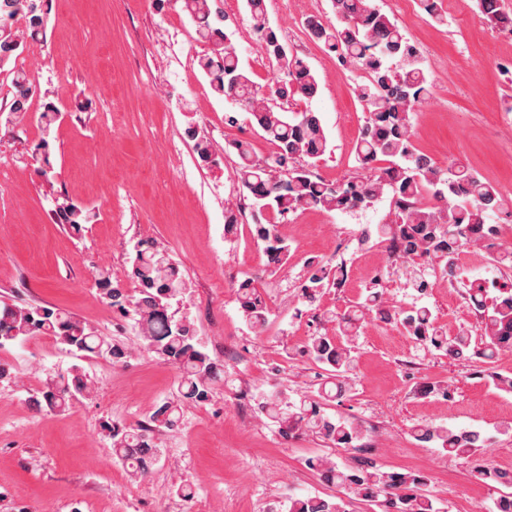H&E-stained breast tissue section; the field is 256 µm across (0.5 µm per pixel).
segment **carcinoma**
Segmentation results:
<instances>
[{
  "label": "carcinoma",
  "instance_id": "carcinoma-1",
  "mask_svg": "<svg viewBox=\"0 0 512 512\" xmlns=\"http://www.w3.org/2000/svg\"><path fill=\"white\" fill-rule=\"evenodd\" d=\"M183 9L197 25L198 39L211 45V51L197 58L198 66L209 79L211 90L249 112L252 123L275 146L264 158L256 156L251 141L232 144L238 158L236 173L247 192L252 235L263 245L268 267L277 270L288 263L290 247L279 226L288 216L317 208L350 212L369 208L383 196L394 201V218L377 228L378 238L397 243L406 257L411 286L425 295L435 283L463 281L458 263L461 253L477 245L494 249L492 261L512 269V247H494L496 225L490 223L500 210L496 186L469 169L457 167L448 178L445 170L417 152L412 122L418 107L431 97L421 51L374 0H331L335 20L311 14L305 20L309 37L327 52H334L346 64L362 73L355 93L367 112L365 123L354 144L360 177L346 182H327L315 175L312 162L328 150V139L320 113L310 109L288 112L281 102L296 95L310 100L319 93L318 81L308 60L289 50L277 55L282 45L277 30L268 20L265 0H246L254 32L265 52L275 63L276 79L256 84L242 69L224 25V10L218 0H181ZM419 7L432 21L443 24L446 15L442 0H418ZM484 20L494 28L512 29V16L501 11L500 0H475ZM48 14V0H0V27L17 18L24 19L30 34L39 33ZM19 36L0 30V68L17 61ZM13 98L10 112L21 116L29 111L31 80L12 68ZM58 118L57 108L48 103L41 113L44 138L36 150L44 154V165L37 172L51 182L49 136ZM186 136L203 162L210 161V142L190 125ZM56 223L65 224L78 234L89 220L87 209L67 197L55 198ZM132 276L138 293L129 294L108 271L95 276L100 299L112 310L130 315L141 349L154 354L179 371L176 388L170 396L156 402L149 416L158 427L173 429L181 420L182 405L209 399L213 386L224 381V366L198 341L191 324L169 313L170 301L182 295L185 282L169 254L152 240H139L133 246ZM347 278L346 267L311 260L300 290V298L314 305L327 288H340ZM467 296L478 312L480 333L467 327L451 336L435 326L426 305L407 308L387 306L382 291L370 288L354 304L342 311H328L324 319L335 325L336 334L319 332L304 346L308 357L334 379L318 397L289 403L278 395L258 404L259 412L278 427L288 440L299 432L319 435L336 448L357 449L364 439L358 424L329 416L324 405L346 392L347 374L356 364L352 341L366 320L372 318L401 327L417 343L444 352L453 360L473 358L491 360L502 351H512V288H497L490 293L484 284L469 281ZM236 301L247 327L262 333L268 326V309L253 281L245 279L236 287ZM49 335L76 356L93 354L118 364L128 350L98 335L72 316L50 307H11L0 311V348L22 343L31 336ZM91 384L84 370L71 366L50 378L28 397L36 411L61 412L88 396ZM427 398L450 396L448 387L425 381L418 388ZM112 451L132 475L144 480L163 455L151 436L152 427L112 422L109 427ZM421 443L433 444L443 453L459 458L476 456L488 447L491 437L480 430L454 429L444 425L420 423L411 430ZM310 469L322 482L342 489L348 499L375 506L380 512H441L426 493L428 477L421 472L386 470L369 461L357 469L338 465L324 456L308 460ZM485 482L509 489L493 501L489 512H512V472L491 464L477 467ZM266 512H347L345 502L320 495L295 496L273 501Z\"/></svg>",
  "mask_w": 512,
  "mask_h": 512
}]
</instances>
